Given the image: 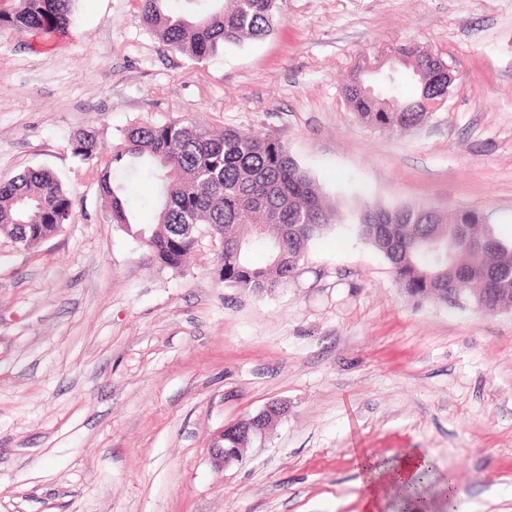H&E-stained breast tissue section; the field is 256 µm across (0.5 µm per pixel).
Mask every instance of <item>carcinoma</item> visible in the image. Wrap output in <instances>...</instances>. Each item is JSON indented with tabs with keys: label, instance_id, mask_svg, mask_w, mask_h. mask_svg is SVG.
I'll list each match as a JSON object with an SVG mask.
<instances>
[{
	"label": "carcinoma",
	"instance_id": "1",
	"mask_svg": "<svg viewBox=\"0 0 512 512\" xmlns=\"http://www.w3.org/2000/svg\"><path fill=\"white\" fill-rule=\"evenodd\" d=\"M0 11V32H32L45 40L65 34L74 0H13ZM138 0L144 25L168 49L203 62L226 44L272 35L278 0ZM399 68L410 71L419 93L404 100L385 89L367 93V71L344 84L350 111L365 126L404 132L426 124L425 102L440 91L442 75L432 57L409 43L393 50ZM74 154L92 165L101 194L109 198L107 222L127 231L161 259L179 269L195 250L200 226L224 234L220 281L229 288L272 293L293 278L311 244L326 231L333 212L309 175L286 147L259 133L226 129L216 134L193 118L130 127L119 143L105 147L90 131L79 134ZM144 175L155 188L152 224L132 220L128 187L116 171ZM76 204L75 195L48 170L32 168L0 181V233L20 248L59 234ZM360 236L391 265L406 293L418 300L453 304L471 299L486 313L512 309V242L500 238L475 209L448 217L424 207L365 203L353 216ZM262 244L265 267L249 253ZM243 422L224 431V447L251 443Z\"/></svg>",
	"mask_w": 512,
	"mask_h": 512
}]
</instances>
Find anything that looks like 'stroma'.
<instances>
[{"label":"stroma","instance_id":"1","mask_svg":"<svg viewBox=\"0 0 512 512\" xmlns=\"http://www.w3.org/2000/svg\"><path fill=\"white\" fill-rule=\"evenodd\" d=\"M405 43L460 78L385 134L342 85ZM177 116L280 141L335 203L284 288L224 287L209 234L172 270L104 221L74 136ZM30 168L77 203L34 249L0 234V512H364L358 452L408 448L455 476L457 512H512V310L409 296L351 223L365 201L476 209L512 240V0H282L273 35L201 64L137 0H75L54 46L0 33V179ZM273 401L265 441L215 469V435Z\"/></svg>","mask_w":512,"mask_h":512}]
</instances>
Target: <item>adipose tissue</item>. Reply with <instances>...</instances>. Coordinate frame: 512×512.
Masks as SVG:
<instances>
[{
	"label": "adipose tissue",
	"mask_w": 512,
	"mask_h": 512,
	"mask_svg": "<svg viewBox=\"0 0 512 512\" xmlns=\"http://www.w3.org/2000/svg\"><path fill=\"white\" fill-rule=\"evenodd\" d=\"M433 460L430 453L416 448L404 450L392 459L369 454L357 458L361 489L369 512H423L424 502L400 497L402 488L412 484L416 476Z\"/></svg>",
	"instance_id": "adipose-tissue-1"
}]
</instances>
